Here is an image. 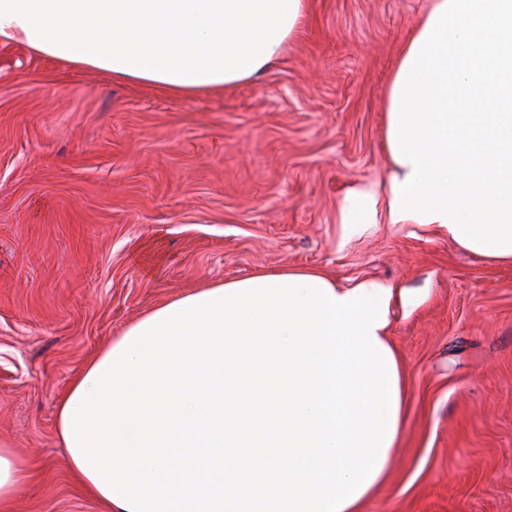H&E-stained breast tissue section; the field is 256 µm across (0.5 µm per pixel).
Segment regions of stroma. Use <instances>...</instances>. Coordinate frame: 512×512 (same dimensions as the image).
<instances>
[{
	"instance_id": "obj_1",
	"label": "stroma",
	"mask_w": 512,
	"mask_h": 512,
	"mask_svg": "<svg viewBox=\"0 0 512 512\" xmlns=\"http://www.w3.org/2000/svg\"><path fill=\"white\" fill-rule=\"evenodd\" d=\"M427 0H310L281 61L187 96L0 45V441L30 466L13 512H106L56 408L163 302L261 269L407 288L390 341L405 426L360 512H512V265L433 228L342 242L337 208L387 173L385 86Z\"/></svg>"
}]
</instances>
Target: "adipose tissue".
Wrapping results in <instances>:
<instances>
[{"mask_svg": "<svg viewBox=\"0 0 512 512\" xmlns=\"http://www.w3.org/2000/svg\"><path fill=\"white\" fill-rule=\"evenodd\" d=\"M307 0H0V43L184 92L275 66ZM388 174L343 240L432 226L512 264V0H429L385 91ZM394 283L260 270L129 325L60 399L74 478L108 512H358L403 430Z\"/></svg>", "mask_w": 512, "mask_h": 512, "instance_id": "ef3b65f1", "label": "adipose tissue"}]
</instances>
